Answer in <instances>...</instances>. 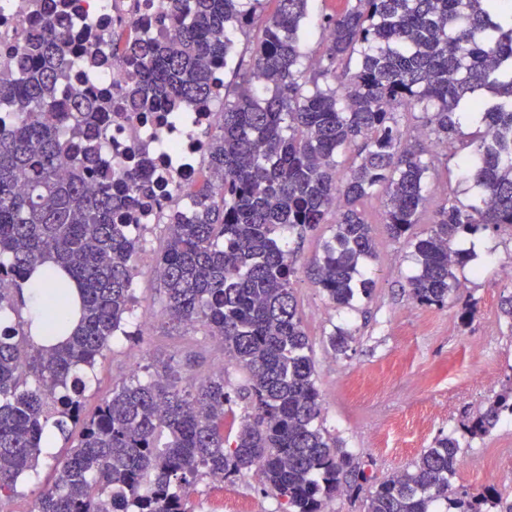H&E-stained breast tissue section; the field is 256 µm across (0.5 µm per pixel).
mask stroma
I'll return each instance as SVG.
<instances>
[{
  "label": "stroma",
  "mask_w": 512,
  "mask_h": 512,
  "mask_svg": "<svg viewBox=\"0 0 512 512\" xmlns=\"http://www.w3.org/2000/svg\"><path fill=\"white\" fill-rule=\"evenodd\" d=\"M465 161L456 148L441 149L429 173L428 199L418 224L426 231L444 198L470 201V181L462 176ZM375 229L377 257L369 264L374 282L370 300L351 310H338L307 277L294 288L298 313L308 334L321 395L322 420L328 432L343 440L368 480L328 502L326 512H365L371 482L405 470L431 447L439 435L455 432L467 447V467L457 470L454 483L470 491L486 481L482 468L495 462L493 481L512 503V420L503 419L482 439H469L463 425L483 409L489 398L512 385V327L500 312V297L512 282L502 275L512 265V228L486 229L460 239V248H473L471 262L461 270L466 288L444 307H426L410 295L406 280L413 273L409 247L392 242L383 231L384 201L376 196L360 206ZM168 228L148 227L135 258L132 284L135 310L125 333L110 345L84 395V412L93 414L113 386L146 379L162 364L178 368L185 382L200 381L224 368L232 385L244 375L223 347L199 322L177 323L165 312V294L156 263L166 248ZM469 320H461L463 309ZM150 315L148 328L138 323L139 311ZM353 335L346 354L335 355L329 342L334 327ZM383 388H375L379 375ZM427 414L425 430L415 419ZM66 448L55 437L37 471L19 482L15 495L0 503V512H29L36 494L51 483L53 467ZM225 491L243 501L247 512H279L278 500L263 491L257 475L248 473L224 483Z\"/></svg>",
  "instance_id": "stroma-1"
}]
</instances>
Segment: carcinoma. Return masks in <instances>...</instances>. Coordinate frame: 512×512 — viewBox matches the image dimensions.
I'll return each mask as SVG.
<instances>
[{
  "label": "carcinoma",
  "instance_id": "obj_1",
  "mask_svg": "<svg viewBox=\"0 0 512 512\" xmlns=\"http://www.w3.org/2000/svg\"><path fill=\"white\" fill-rule=\"evenodd\" d=\"M262 0H165L178 21L166 41L126 39L139 82L117 101L90 100L68 86L69 40L48 20L24 34L13 67L0 71V496L39 465L48 438L72 439L54 483L32 512H188L199 478L255 473L283 512H325L328 501L368 481L353 455L322 423L316 367L297 310L296 260L281 243L329 224L331 239L312 265L336 309L370 298L362 267L376 237L357 204L385 197L384 228L413 247L412 298L443 305L457 291L456 270L471 254L458 239L489 227L512 228V0H350L322 16L321 55L302 64L309 0H275L241 71L238 35L248 36ZM239 76L233 90L210 80V65ZM224 102L206 156L209 177L193 192V217H170L158 262L166 310L199 321L224 346L247 384L224 372L182 384L169 364L149 380L112 389L90 418L83 397L133 304L137 240L124 210L154 195L142 176L99 165L112 106L166 112L182 121L203 100ZM422 113L413 143L403 117ZM479 126L461 142L469 204L445 200L415 233L427 200L432 149L459 136L460 114ZM355 152L339 175L336 157ZM47 302L72 308V332L16 318L22 290L38 268ZM352 334L337 329L334 353ZM248 412L234 434L221 430L234 404ZM512 415V386L470 420V438ZM454 434L441 435L412 468L374 486L366 512H512L489 485L453 489Z\"/></svg>",
  "mask_w": 512,
  "mask_h": 512
}]
</instances>
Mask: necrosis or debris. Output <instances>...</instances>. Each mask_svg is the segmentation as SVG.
<instances>
[{
    "label": "necrosis or debris",
    "mask_w": 512,
    "mask_h": 512,
    "mask_svg": "<svg viewBox=\"0 0 512 512\" xmlns=\"http://www.w3.org/2000/svg\"><path fill=\"white\" fill-rule=\"evenodd\" d=\"M160 0H77L72 11L60 13L50 0H6L0 6V67L14 56L21 30L39 27L55 19L69 37L83 36V48L100 58L93 72L73 71L70 85L88 96H115L136 79L128 58L112 52V36L124 22H131L137 35L173 36L176 25L163 18ZM217 124L215 111L194 114L189 123L178 124L167 113L116 112L104 136V159L117 169L142 167L156 190L149 206L136 210L130 230L140 234L162 223L173 210L191 213L189 191L200 174V163Z\"/></svg>",
    "instance_id": "necrosis-or-debris-1"
}]
</instances>
